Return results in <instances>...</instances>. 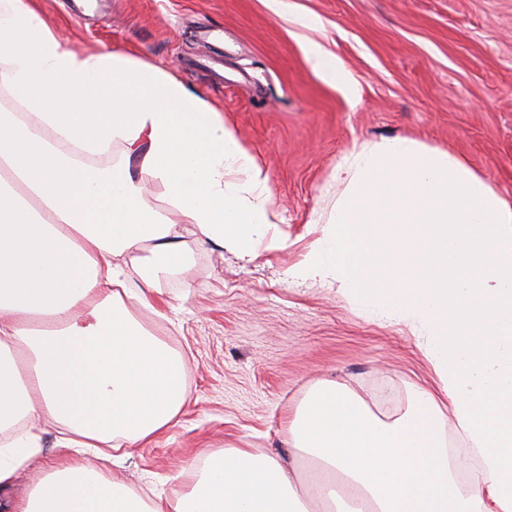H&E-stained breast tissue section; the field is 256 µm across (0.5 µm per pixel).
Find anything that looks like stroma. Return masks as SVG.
<instances>
[{"mask_svg":"<svg viewBox=\"0 0 512 512\" xmlns=\"http://www.w3.org/2000/svg\"><path fill=\"white\" fill-rule=\"evenodd\" d=\"M31 0L77 51H116L168 70L214 104L266 170L283 249L241 262L185 238L184 271L158 279L134 315L185 361L178 422L108 477L167 496L190 462L227 448L291 461L284 436L312 385L331 380L378 416L437 378L409 328L371 318L337 283L289 280L343 191L332 176L353 144L411 137L449 150L512 202V0ZM335 54L351 89L325 81L310 42ZM20 470L22 493L51 471L60 427ZM186 470H179V463Z\"/></svg>","mask_w":512,"mask_h":512,"instance_id":"stroma-1","label":"stroma"}]
</instances>
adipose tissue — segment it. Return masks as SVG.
I'll list each match as a JSON object with an SVG mask.
<instances>
[{
	"mask_svg": "<svg viewBox=\"0 0 512 512\" xmlns=\"http://www.w3.org/2000/svg\"><path fill=\"white\" fill-rule=\"evenodd\" d=\"M0 492L38 453L40 422L74 452L11 512H512V203L447 150L406 137L354 144L327 227L289 277L338 281L417 336L436 390L411 387L390 421L318 384L289 416L308 479L248 448L205 455L175 497L87 464L86 448L152 441L188 399L183 361L131 311L183 266L185 234L247 262L284 247L266 171L224 116L161 68L65 46L27 0H0ZM119 148L107 167L86 154ZM159 183L181 223L148 206ZM463 446L449 453L447 427ZM481 470L461 486L471 456Z\"/></svg>",
	"mask_w": 512,
	"mask_h": 512,
	"instance_id": "adipose-tissue-1",
	"label": "adipose tissue"
}]
</instances>
